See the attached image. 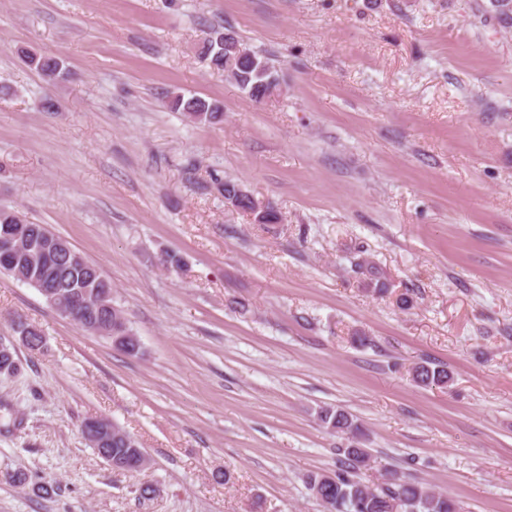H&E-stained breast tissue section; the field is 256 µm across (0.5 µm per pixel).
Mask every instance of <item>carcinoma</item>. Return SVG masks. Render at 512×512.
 <instances>
[{
	"label": "carcinoma",
	"mask_w": 512,
	"mask_h": 512,
	"mask_svg": "<svg viewBox=\"0 0 512 512\" xmlns=\"http://www.w3.org/2000/svg\"><path fill=\"white\" fill-rule=\"evenodd\" d=\"M199 57L211 69L226 73L235 84L255 101H263L277 90L275 65L266 54L248 48L234 33L212 28L199 42ZM24 62L35 69L48 82H57L66 75L63 62L35 51H21ZM166 107L172 112H180L185 117H195V122H210L223 115L221 107L198 96L187 97L179 92L166 93ZM224 190V199L243 212L254 210L255 197L244 191L240 184L232 180L217 182ZM18 247L23 251L25 264L8 270L17 280L27 277V270L36 269L41 260L26 252L24 243ZM83 267L74 276L99 288H112V283L100 272L97 266L81 258ZM413 379L425 387H446L452 380L448 370L419 364L414 368ZM320 421L336 431L355 439L361 433V426L342 410L323 409L319 412ZM123 429L112 425V458L130 460L136 458L131 446H139ZM344 455L341 468L334 475V481L324 482L325 475L312 473L307 483L325 512H458V505L448 495L438 492L427 484L405 479L395 471L385 474L383 480L369 486L360 478V471L369 464V454L362 448L349 443L339 449Z\"/></svg>",
	"instance_id": "cac0c4a2"
}]
</instances>
